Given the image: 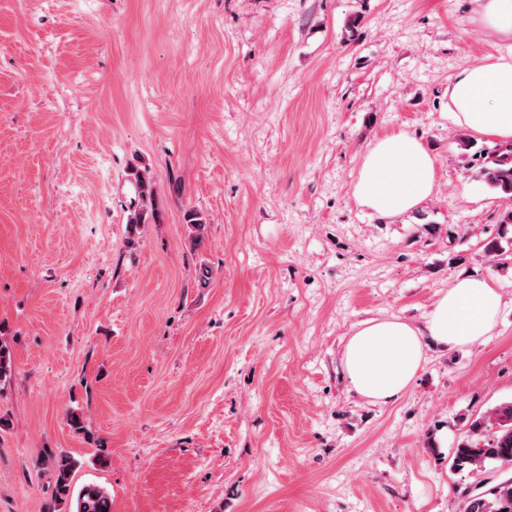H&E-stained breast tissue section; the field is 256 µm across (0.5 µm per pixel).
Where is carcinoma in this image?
Masks as SVG:
<instances>
[{
    "instance_id": "1",
    "label": "carcinoma",
    "mask_w": 512,
    "mask_h": 512,
    "mask_svg": "<svg viewBox=\"0 0 512 512\" xmlns=\"http://www.w3.org/2000/svg\"><path fill=\"white\" fill-rule=\"evenodd\" d=\"M138 194V207L130 214L128 224H155L159 220L156 182L148 167L132 168ZM481 177L493 189L512 197V154L495 152L481 169ZM186 224L194 231L192 244L201 242L200 231L206 224L201 213L191 211ZM13 364L10 348L0 342V385L10 381ZM450 470L470 469L486 475L474 490L462 491L463 512H512V476L501 479L498 473L512 471V402L503 403L484 416L471 421L467 434L457 441L450 457ZM41 465L51 466L55 473V496L70 503L72 512H112L108 491L89 484L74 492L71 473L76 461L66 453L49 455Z\"/></svg>"
}]
</instances>
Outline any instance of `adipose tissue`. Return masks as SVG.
Returning a JSON list of instances; mask_svg holds the SVG:
<instances>
[{
    "label": "adipose tissue",
    "instance_id": "1",
    "mask_svg": "<svg viewBox=\"0 0 512 512\" xmlns=\"http://www.w3.org/2000/svg\"><path fill=\"white\" fill-rule=\"evenodd\" d=\"M489 35L512 39V0H473ZM448 110L469 132L512 145V53L487 55L448 82ZM437 163L421 141L400 131L376 138L364 152L353 195L381 218L416 210L433 194ZM501 307L493 277H456L423 324L399 318L360 322L344 347L343 370L355 392L373 404L399 399L426 360L429 345H467L487 336Z\"/></svg>",
    "mask_w": 512,
    "mask_h": 512
}]
</instances>
